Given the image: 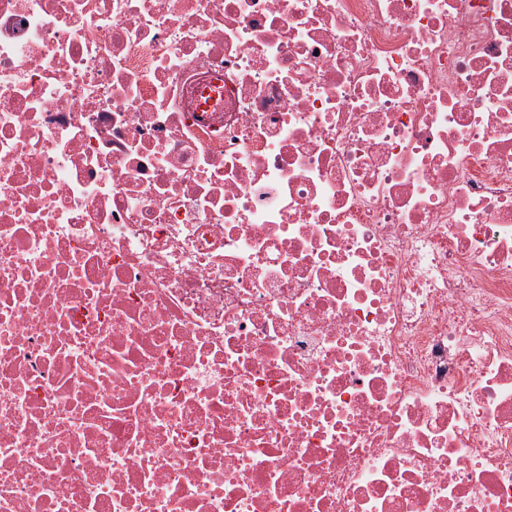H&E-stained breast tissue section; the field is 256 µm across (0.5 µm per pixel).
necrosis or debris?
Segmentation results:
<instances>
[{"instance_id": "1", "label": "necrosis or debris", "mask_w": 512, "mask_h": 512, "mask_svg": "<svg viewBox=\"0 0 512 512\" xmlns=\"http://www.w3.org/2000/svg\"><path fill=\"white\" fill-rule=\"evenodd\" d=\"M0 512H512V0H0Z\"/></svg>"}]
</instances>
